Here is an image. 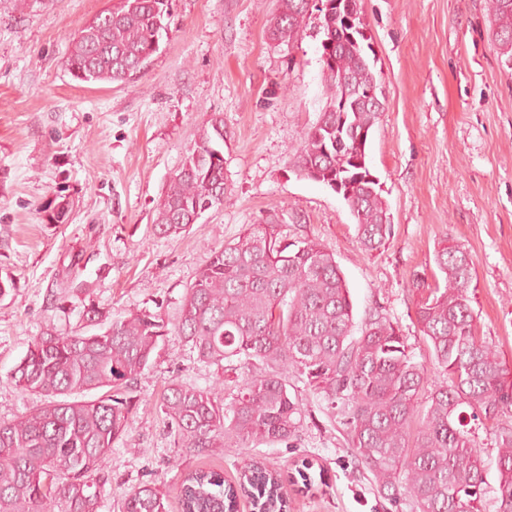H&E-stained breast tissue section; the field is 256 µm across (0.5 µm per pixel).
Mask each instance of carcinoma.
<instances>
[{
  "label": "carcinoma",
  "instance_id": "obj_1",
  "mask_svg": "<svg viewBox=\"0 0 512 512\" xmlns=\"http://www.w3.org/2000/svg\"><path fill=\"white\" fill-rule=\"evenodd\" d=\"M358 0H340L326 15L315 0H281L271 39L291 45L308 20H317L328 106L303 135L296 172L334 189L348 203L361 248L373 252L392 234L378 180L370 179L367 144L381 110L367 100L379 88L367 38L347 17ZM499 54L512 61V0H487ZM169 0H112L71 40L66 68L85 83L122 82L145 71L168 32ZM224 120L213 116L184 155L157 204L159 235H176L224 202ZM66 198L49 222L63 224ZM442 278L416 277V321L433 361L445 375L432 385L414 361L400 329L381 311L356 327L349 288L322 244L291 239L278 224H258L210 255L186 288L173 323L141 309L116 319L90 303L79 329L33 338L15 366L17 388L49 401L0 423V512H98L102 459L124 433L133 405L123 396L152 363L159 342L183 337L200 361H237L248 373L200 388L171 383L158 400L189 452L286 442L299 428L302 402L289 378L321 398L347 437L355 458L380 493L409 499L412 512H482L485 461L468 428L512 412V380L497 352L477 334L469 289L473 267L458 245L435 253ZM360 335H355V332ZM108 387L113 394H87ZM498 512H512V426L498 428ZM182 512H237L238 499L254 512H287L277 471L251 463L237 486L214 470H195L177 487ZM124 512H168L164 494L134 488Z\"/></svg>",
  "mask_w": 512,
  "mask_h": 512
}]
</instances>
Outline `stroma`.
<instances>
[{
    "label": "stroma",
    "mask_w": 512,
    "mask_h": 512,
    "mask_svg": "<svg viewBox=\"0 0 512 512\" xmlns=\"http://www.w3.org/2000/svg\"><path fill=\"white\" fill-rule=\"evenodd\" d=\"M384 110L368 144L393 230L361 249L341 196L298 176L291 160L326 106L321 37L292 46L268 28L279 0H172L168 35L147 70L83 83L70 40L110 0H0V422L43 403L11 377L34 336L82 327L85 305L113 317L147 309L175 319L212 252L251 225L333 253L356 318L381 310L430 382L443 375L415 318V274L433 278L452 240L473 262L477 331L512 369V64L493 40L485 0H359ZM224 120L221 206L176 236L153 231L158 202L213 115ZM59 195L69 219L48 223ZM223 370L183 338L161 342L133 384L139 407L100 464V512H122L145 483L181 512L175 486L206 469L237 481L251 461L284 473L309 462L311 486H286L290 512H410L392 505L355 459L343 428L303 382L301 425L286 442L187 453L154 404L174 381L208 387Z\"/></svg>",
    "instance_id": "stroma-1"
}]
</instances>
